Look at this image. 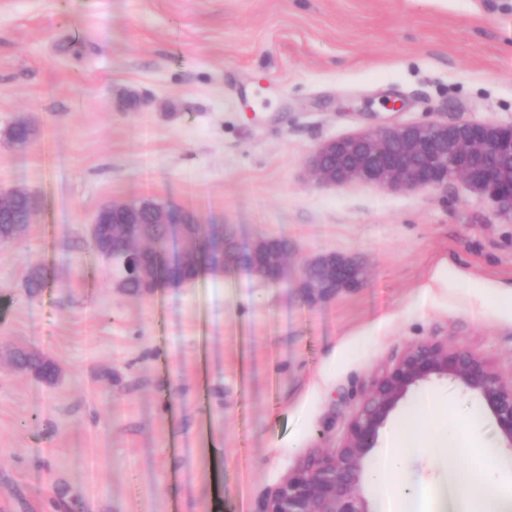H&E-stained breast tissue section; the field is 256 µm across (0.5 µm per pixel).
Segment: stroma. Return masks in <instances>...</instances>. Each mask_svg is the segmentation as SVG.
Listing matches in <instances>:
<instances>
[{"label":"stroma","mask_w":512,"mask_h":512,"mask_svg":"<svg viewBox=\"0 0 512 512\" xmlns=\"http://www.w3.org/2000/svg\"><path fill=\"white\" fill-rule=\"evenodd\" d=\"M460 120L512 125V0H0V191L42 202L0 245V512H263L417 344L512 378V220L459 180L329 188L307 167L330 139ZM142 197L288 239L294 269L358 258L366 282L318 303L244 272L127 294L88 226ZM427 388L418 428L462 432L478 395Z\"/></svg>","instance_id":"35a3bbf8"}]
</instances>
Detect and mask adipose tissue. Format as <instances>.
<instances>
[{"label": "adipose tissue", "instance_id": "obj_1", "mask_svg": "<svg viewBox=\"0 0 512 512\" xmlns=\"http://www.w3.org/2000/svg\"><path fill=\"white\" fill-rule=\"evenodd\" d=\"M434 406L429 392L420 393L407 410L403 424L394 430L389 448L374 462L370 481L376 493V512H391L389 504L394 500L399 503L398 512H425L423 481L410 470L409 462L445 442L454 448L457 461L446 467L444 477L433 490L438 502L437 512H512V494L492 491L471 454L479 452L491 468L506 473H512V455L500 453L490 446L473 448L465 438L445 439L438 433L429 439L421 437L412 424Z\"/></svg>", "mask_w": 512, "mask_h": 512}]
</instances>
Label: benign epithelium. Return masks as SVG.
I'll list each match as a JSON object with an SVG mask.
<instances>
[{
	"label": "benign epithelium",
	"instance_id": "7a95c632",
	"mask_svg": "<svg viewBox=\"0 0 512 512\" xmlns=\"http://www.w3.org/2000/svg\"><path fill=\"white\" fill-rule=\"evenodd\" d=\"M32 136L28 121L19 119L11 125L9 137L16 147L26 148ZM309 167L318 184L333 187L357 182L389 190L439 189L461 179L473 192L488 196L500 216L512 219V125L428 121L380 126L322 143L310 156ZM146 214L154 216V224L165 225L169 239L179 248L180 260L164 261L168 286L179 288L195 280L203 269L189 272L185 253L201 219L177 204L142 198L102 206L90 224L94 251L112 261L114 235L145 244L153 234V224L143 220ZM23 236L18 226L0 220L1 243ZM124 264L140 281L143 293L159 287L151 254L143 248L125 255ZM206 270L225 275L245 270L267 282L290 276L277 238L256 239L237 254L235 262L221 256ZM364 281L358 262L330 252L302 261L297 290L309 301H323ZM444 378L480 395L505 447L512 448V379L504 380L485 360L460 345L424 341L375 380L351 415L341 446L289 475L263 512H372L360 490L367 454L377 446L380 430L412 388Z\"/></svg>",
	"mask_w": 512,
	"mask_h": 512
}]
</instances>
